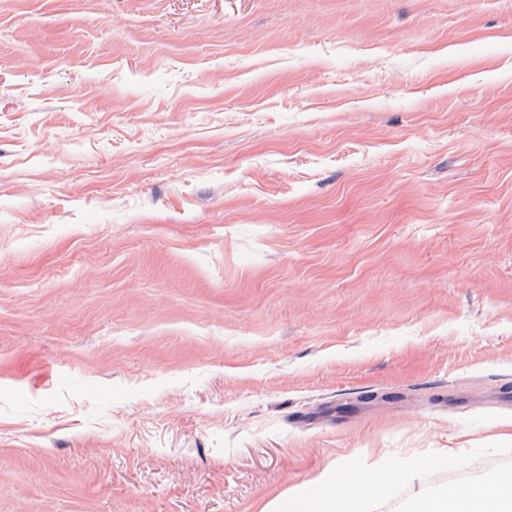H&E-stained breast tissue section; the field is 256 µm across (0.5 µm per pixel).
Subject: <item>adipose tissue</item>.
<instances>
[{
  "instance_id": "obj_1",
  "label": "adipose tissue",
  "mask_w": 512,
  "mask_h": 512,
  "mask_svg": "<svg viewBox=\"0 0 512 512\" xmlns=\"http://www.w3.org/2000/svg\"><path fill=\"white\" fill-rule=\"evenodd\" d=\"M423 471L412 458L396 462L384 457H357L345 467H328L310 482L293 486L287 497H275L261 512H283L285 498L299 501L301 512H377L393 486L414 482ZM412 512H512V480L492 479L432 498L420 493L411 500Z\"/></svg>"
}]
</instances>
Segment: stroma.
Masks as SVG:
<instances>
[{
	"mask_svg": "<svg viewBox=\"0 0 512 512\" xmlns=\"http://www.w3.org/2000/svg\"><path fill=\"white\" fill-rule=\"evenodd\" d=\"M509 419L512 0H0V512H405ZM423 471L417 458L396 462L384 457L358 456L346 467H327L310 482L288 489L261 512H288L285 499L300 502L302 512H376L398 482L413 483Z\"/></svg>",
	"mask_w": 512,
	"mask_h": 512,
	"instance_id": "obj_1",
	"label": "stroma"
}]
</instances>
